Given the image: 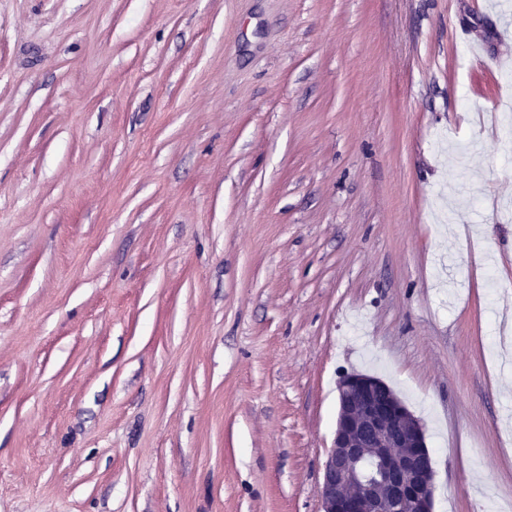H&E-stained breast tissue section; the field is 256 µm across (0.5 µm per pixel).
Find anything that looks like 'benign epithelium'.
<instances>
[{"label": "benign epithelium", "instance_id": "benign-epithelium-1", "mask_svg": "<svg viewBox=\"0 0 512 512\" xmlns=\"http://www.w3.org/2000/svg\"><path fill=\"white\" fill-rule=\"evenodd\" d=\"M377 382L345 374L339 412L319 488L321 512L434 509V470L421 422L396 398L378 403Z\"/></svg>", "mask_w": 512, "mask_h": 512}]
</instances>
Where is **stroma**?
<instances>
[{"label": "stroma", "mask_w": 512, "mask_h": 512, "mask_svg": "<svg viewBox=\"0 0 512 512\" xmlns=\"http://www.w3.org/2000/svg\"><path fill=\"white\" fill-rule=\"evenodd\" d=\"M512 0H0V512H320L338 381L512 512Z\"/></svg>", "instance_id": "35a3bbf8"}]
</instances>
